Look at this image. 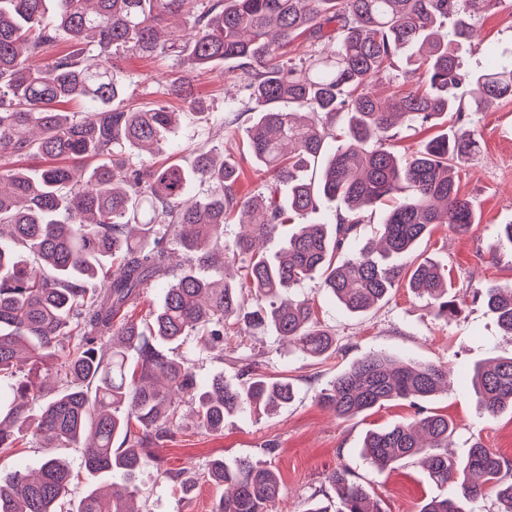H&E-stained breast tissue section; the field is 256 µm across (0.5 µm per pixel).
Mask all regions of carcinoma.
<instances>
[{"label": "carcinoma", "mask_w": 512, "mask_h": 512, "mask_svg": "<svg viewBox=\"0 0 512 512\" xmlns=\"http://www.w3.org/2000/svg\"><path fill=\"white\" fill-rule=\"evenodd\" d=\"M501 0H0V453L15 448L40 402L35 434L46 448L80 443L86 468L112 474L111 493L91 488L71 512H138L135 482L146 468L167 475L156 449L176 430L181 403L197 426L224 430L230 416L269 413L290 403L285 379L255 373L197 378L193 364L168 358L153 344L197 337L201 352L216 349L235 325L266 327L305 358L321 359L336 345L310 299L295 288L315 277L347 312L363 314L401 281L427 294L434 315L458 312L448 272L431 259L405 262L434 225L467 232L476 221L460 174L479 153L474 133L458 129L432 138L409 157L394 151L403 119L437 125L461 122L491 100L512 98V58L472 72L459 46L474 38L473 20ZM451 22V28L443 26ZM308 41L304 57L293 43ZM62 39L74 49L43 56ZM120 52L164 53L182 75L167 94L194 109L185 74L235 60L248 99L256 102L249 149L264 175V191L243 196L235 162L216 146L194 149L188 166L138 165L131 149L150 151L164 140L176 113L163 103L121 105L126 85ZM407 69V91L385 97L372 79ZM73 99L81 112L58 105ZM293 109L284 111L279 103ZM345 124L336 128V119ZM35 154L53 161L36 174L9 160ZM195 182L211 193L188 197ZM339 200L334 221L302 224L273 254L255 243L282 226ZM394 202L381 224L380 246L361 243L364 213ZM262 210L233 240V214ZM185 251L169 263V248ZM241 259L237 274L222 259ZM206 268L211 274L200 273ZM166 288L150 327L128 314L157 280ZM512 335V285L474 294ZM56 369L65 387L47 396L41 373ZM478 403L490 417L512 410V356L466 369ZM448 382L440 363L371 353L318 394L337 417L351 419L387 403L414 404ZM456 426L448 416L418 410V420L369 432L361 456L378 471L422 460L431 478L456 488L425 501L419 512H479L491 494L498 512H512V465L475 441L466 460L448 456ZM207 480L226 488L211 512H269L283 495L279 474L240 458L212 460ZM336 504L307 501L304 512H382L373 491L342 465L326 477ZM69 470L49 453L38 475L15 473L0 483V512H62Z\"/></svg>", "instance_id": "cac0c4a2"}]
</instances>
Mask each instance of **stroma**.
Masks as SVG:
<instances>
[{
  "mask_svg": "<svg viewBox=\"0 0 512 512\" xmlns=\"http://www.w3.org/2000/svg\"><path fill=\"white\" fill-rule=\"evenodd\" d=\"M476 27L479 37L463 54L466 67L479 68L493 55H512V0H505L499 9L482 16ZM120 65L126 77L127 106L150 107L164 100L179 114L167 143L152 153H135V160L156 167L175 154L187 162L195 146L220 144L225 156L240 168V193L253 196L261 191L262 175L248 149L256 115L249 109L234 61L214 64L194 75L195 93L206 111L202 117L181 100L163 97L167 81L178 74L173 57L129 53L121 58ZM474 127L481 154L462 174L460 186L474 201L480 221L464 234L444 224L436 225L414 253L415 258L435 260L448 271L452 290L462 300L458 317L448 322L437 319L426 296L404 284L369 312L352 315L334 303L315 279L299 293L312 300L322 325L335 334L336 348L327 358L315 360L288 353L264 328L226 337L220 356L196 353L192 336L164 346L169 357L193 363L200 380L218 374L237 379L244 362L250 361L261 373L293 383L296 395L275 412L228 418L220 433L201 430L188 407H181L179 433L158 450L168 476L147 469L135 483L141 512H210L217 490L206 481L205 474L211 460L219 457L228 462L248 457L279 471L284 494L272 504V512H303L310 496L328 492L325 478L342 464L372 487L383 512H418L424 501L448 495V487L433 482L418 462L380 472L360 457L368 432L412 421L416 416L414 406L389 403L344 420L322 406L318 394L353 362L372 352L463 367L512 355V336L500 329L486 303L472 297L477 288L512 284V247L499 242L503 225L512 224V99L494 101L475 116ZM425 409L454 421L456 433L449 455L465 459L472 443L478 440L512 460V413L495 417L484 414L467 376L451 374L447 389L426 402ZM269 444L275 445L274 453L266 452ZM55 453L70 466L72 500H80L88 488L103 490L111 483V475L87 471L78 445H61ZM45 456L42 442L35 435L25 434L17 448L0 454V476L37 471ZM181 471L195 480L192 492L182 491L180 483L174 481V474Z\"/></svg>",
  "mask_w": 512,
  "mask_h": 512,
  "instance_id": "1",
  "label": "stroma"
}]
</instances>
